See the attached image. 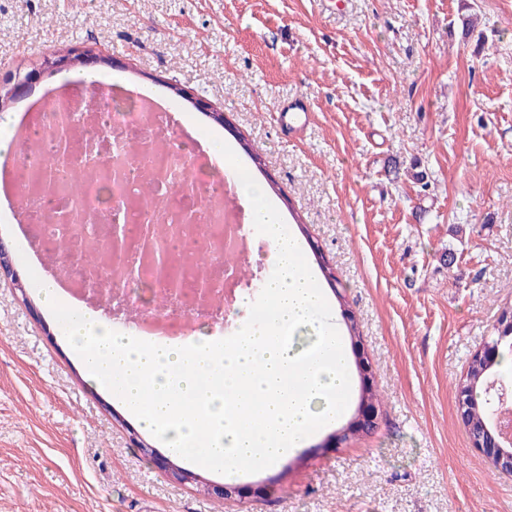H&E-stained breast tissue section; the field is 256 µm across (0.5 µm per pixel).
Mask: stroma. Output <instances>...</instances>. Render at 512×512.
Here are the masks:
<instances>
[{
  "instance_id": "35a3bbf8",
  "label": "stroma",
  "mask_w": 512,
  "mask_h": 512,
  "mask_svg": "<svg viewBox=\"0 0 512 512\" xmlns=\"http://www.w3.org/2000/svg\"><path fill=\"white\" fill-rule=\"evenodd\" d=\"M75 45L111 57L126 87L184 91L171 150L216 134L260 156L259 181L290 198L332 269L317 278L329 312L356 318L354 391L274 467L177 482L162 442L134 447L139 423L85 379L25 233L0 222L20 277L0 278V512H512V475L456 410L473 353L512 315V0H0V80L30 77L0 110L35 109L64 73L44 59ZM298 97L310 116L292 133L278 110ZM251 233L256 287L209 324L226 339L275 270ZM367 388L373 426L330 440Z\"/></svg>"
}]
</instances>
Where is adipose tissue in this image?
<instances>
[{"label": "adipose tissue", "mask_w": 512, "mask_h": 512, "mask_svg": "<svg viewBox=\"0 0 512 512\" xmlns=\"http://www.w3.org/2000/svg\"><path fill=\"white\" fill-rule=\"evenodd\" d=\"M235 190L276 264L264 284L266 307L236 336L219 341L205 327L185 340L120 335L101 310L51 277L40 288L87 380L107 387L170 454L208 461L228 477L275 466L334 424L352 385L344 338L326 317L325 293L299 238L260 182L241 171Z\"/></svg>", "instance_id": "adipose-tissue-1"}]
</instances>
